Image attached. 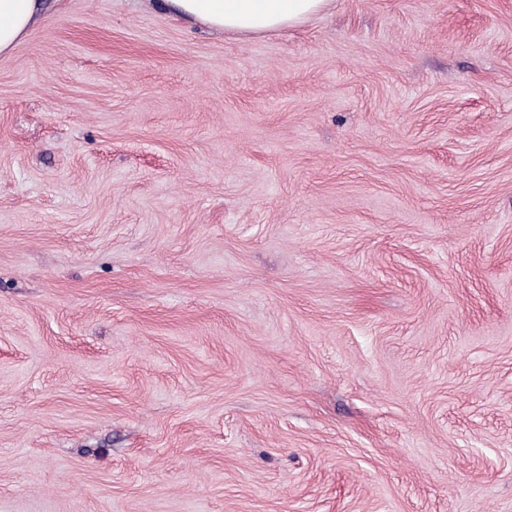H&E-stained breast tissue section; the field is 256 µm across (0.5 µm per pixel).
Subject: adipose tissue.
<instances>
[{
	"label": "adipose tissue",
	"instance_id": "1",
	"mask_svg": "<svg viewBox=\"0 0 512 512\" xmlns=\"http://www.w3.org/2000/svg\"><path fill=\"white\" fill-rule=\"evenodd\" d=\"M330 0H163L164 7L209 29L243 37L296 26ZM44 11L43 0H0V55L11 53Z\"/></svg>",
	"mask_w": 512,
	"mask_h": 512
}]
</instances>
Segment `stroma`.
Instances as JSON below:
<instances>
[{"mask_svg": "<svg viewBox=\"0 0 512 512\" xmlns=\"http://www.w3.org/2000/svg\"><path fill=\"white\" fill-rule=\"evenodd\" d=\"M0 512H512V0L0 56Z\"/></svg>", "mask_w": 512, "mask_h": 512, "instance_id": "35a3bbf8", "label": "stroma"}]
</instances>
